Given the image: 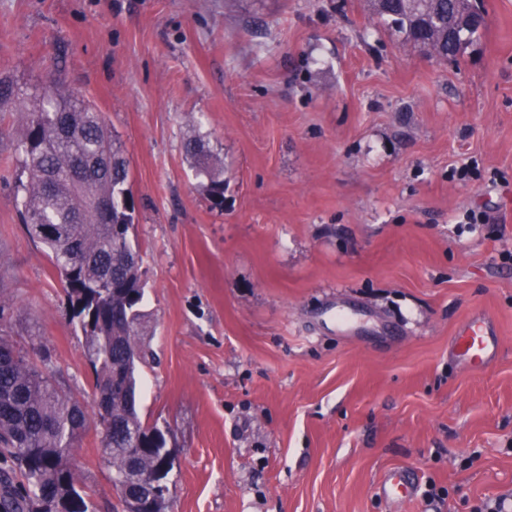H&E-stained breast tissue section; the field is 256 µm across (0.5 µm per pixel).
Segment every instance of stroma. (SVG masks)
Wrapping results in <instances>:
<instances>
[{"mask_svg":"<svg viewBox=\"0 0 512 512\" xmlns=\"http://www.w3.org/2000/svg\"><path fill=\"white\" fill-rule=\"evenodd\" d=\"M483 4L453 61L368 0H0V78L84 96L127 158L166 512L512 503V0ZM22 132L0 107V327L87 403L84 337L20 216ZM474 312L499 342L478 370L450 354ZM71 465L92 512H122L95 426ZM392 467L444 503L392 508ZM184 150L198 170L208 177L206 191L214 207L224 208V161L218 155L211 154L204 143L192 137L185 141Z\"/></svg>","mask_w":512,"mask_h":512,"instance_id":"obj_1","label":"stroma"}]
</instances>
